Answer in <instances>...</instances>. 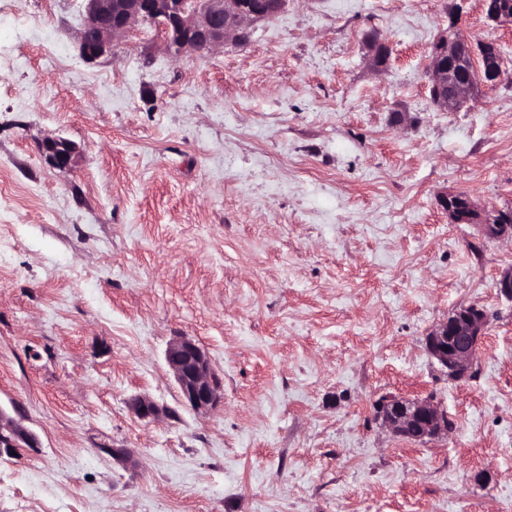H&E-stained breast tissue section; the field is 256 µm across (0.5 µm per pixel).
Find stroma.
I'll return each mask as SVG.
<instances>
[{
  "instance_id": "stroma-1",
  "label": "stroma",
  "mask_w": 512,
  "mask_h": 512,
  "mask_svg": "<svg viewBox=\"0 0 512 512\" xmlns=\"http://www.w3.org/2000/svg\"><path fill=\"white\" fill-rule=\"evenodd\" d=\"M452 4L289 0L241 47L173 57L145 24L88 63L83 0H0V406L40 440L0 458V512H512V246L439 203L512 206V28L463 0L503 74L441 111ZM472 304L490 322L455 383L424 339ZM178 335L217 410L184 405ZM386 394L435 395L453 429L395 436ZM41 154L53 168L67 169L70 168L76 157V147L64 140L56 137H48L44 139L40 146ZM165 362L187 407L207 412L221 403V380L213 371L206 351L194 339L173 337L165 351Z\"/></svg>"
}]
</instances>
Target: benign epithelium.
Segmentation results:
<instances>
[{"instance_id": "obj_1", "label": "benign epithelium", "mask_w": 512, "mask_h": 512, "mask_svg": "<svg viewBox=\"0 0 512 512\" xmlns=\"http://www.w3.org/2000/svg\"><path fill=\"white\" fill-rule=\"evenodd\" d=\"M85 17L78 32L81 57L92 62L112 51V46L130 36L139 24H150L161 31L168 52L206 54L232 41H249L253 26L272 18L286 7L288 0H84ZM486 19L497 27L512 28V4L500 7ZM371 65L383 66L387 46L377 38L368 39ZM430 91L433 104L455 112L472 101L483 84L502 75L501 56L496 45L484 42L476 48L459 30H450L432 47L430 53ZM41 154L53 168L67 169L76 157V147L56 137L44 139ZM465 207L455 208V198ZM441 207L452 224H477L488 239L512 243V221L502 218L503 210H481L470 193L459 191L440 198ZM497 292L512 300V266L503 269L495 281ZM488 315L476 305L465 306L434 327L425 338L429 355L448 372V378H470L479 346L486 334ZM165 362L179 387L184 404L198 412L216 408L223 388L203 347L188 336L173 337L165 351ZM140 420H154L164 409L146 397L129 403ZM378 414L395 435L423 441L448 434V413L432 395L408 400L390 395L381 400ZM37 436L21 421L0 407V457L20 448H36Z\"/></svg>"}]
</instances>
